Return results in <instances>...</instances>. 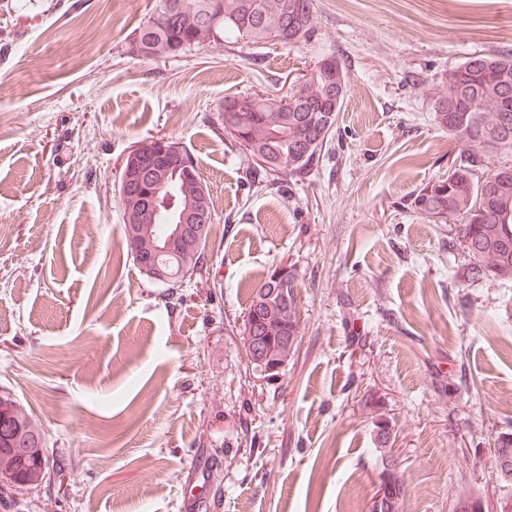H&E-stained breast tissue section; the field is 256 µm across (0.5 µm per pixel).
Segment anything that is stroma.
<instances>
[{
  "instance_id": "stroma-1",
  "label": "stroma",
  "mask_w": 512,
  "mask_h": 512,
  "mask_svg": "<svg viewBox=\"0 0 512 512\" xmlns=\"http://www.w3.org/2000/svg\"><path fill=\"white\" fill-rule=\"evenodd\" d=\"M155 0H0V395L54 465L0 512H372L378 425L401 512H499L512 434V280H465L447 224L409 195L459 160L430 93L475 52L512 51V0H315L307 43L138 56ZM344 62L319 163L251 183L218 133L236 92ZM165 135L215 220L207 272L169 306L126 253L120 164ZM288 268L301 333L277 381L249 370L252 292Z\"/></svg>"
}]
</instances>
